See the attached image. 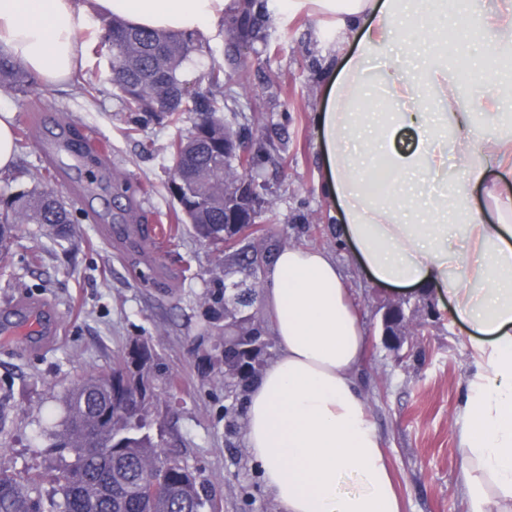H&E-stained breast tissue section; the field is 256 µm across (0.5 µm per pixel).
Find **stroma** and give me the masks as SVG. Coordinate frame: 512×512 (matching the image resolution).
I'll return each mask as SVG.
<instances>
[{"mask_svg": "<svg viewBox=\"0 0 512 512\" xmlns=\"http://www.w3.org/2000/svg\"><path fill=\"white\" fill-rule=\"evenodd\" d=\"M248 40L215 24L185 77L197 85L214 67L230 75L233 95L219 104L224 118H249L246 145L267 149L258 177L268 187L275 228L285 243L328 251L342 266L345 284L366 336L362 390L391 463L403 512H466L456 426L463 386L472 369L471 331L457 320L427 322L424 356L396 361L381 341L383 307L398 299L447 310L448 297L427 296L373 283L349 246L336 236V208L324 194L323 156L315 117L323 107L324 62L336 38L320 16L289 10L288 0H267ZM101 14L92 11L78 33L84 63L65 84L37 85L28 93L0 91V106L15 113L18 157L0 176V199L30 186L53 169L52 188L76 211L74 235L65 241L23 225L8 258L0 261V404L8 423L0 431V458L22 477L54 469L61 458L43 434L57 412L55 394L78 376L107 365L125 343L142 336L154 345L166 376L176 383L160 409L167 450L176 453L211 487L218 512H280L252 468L245 443L244 411L235 435L224 420V380L198 363L217 342L204 326L203 295L224 274V261L184 231L165 251L130 245L111 232L103 215L112 194L91 187L100 168L137 189L134 220L167 225L174 200L168 147L193 125L152 122L128 135L130 115L111 81L107 51H94ZM240 49L249 61L235 70ZM93 84V94L82 91ZM75 125L105 145L101 166H70L47 135L53 125Z\"/></svg>", "mask_w": 512, "mask_h": 512, "instance_id": "stroma-1", "label": "stroma"}]
</instances>
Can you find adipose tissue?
<instances>
[{"label": "adipose tissue", "mask_w": 512, "mask_h": 512, "mask_svg": "<svg viewBox=\"0 0 512 512\" xmlns=\"http://www.w3.org/2000/svg\"><path fill=\"white\" fill-rule=\"evenodd\" d=\"M92 5L134 26L195 34L236 8L234 0ZM288 5L328 17L339 40L317 116L339 230L376 284L447 294L472 330L458 436L467 512H512V6L471 33L495 62L475 98L460 81L463 45L448 0ZM89 6L0 0V50L45 83L66 82L83 61L78 33ZM373 81L390 111H363ZM405 130L413 141L401 150ZM452 153L461 160L453 172ZM479 183L495 223L469 203ZM262 295L278 354L250 384L245 442L263 486L281 512H401L361 390L366 337L341 268L322 249L283 246ZM346 474L359 489L340 490Z\"/></svg>", "instance_id": "adipose-tissue-1"}]
</instances>
